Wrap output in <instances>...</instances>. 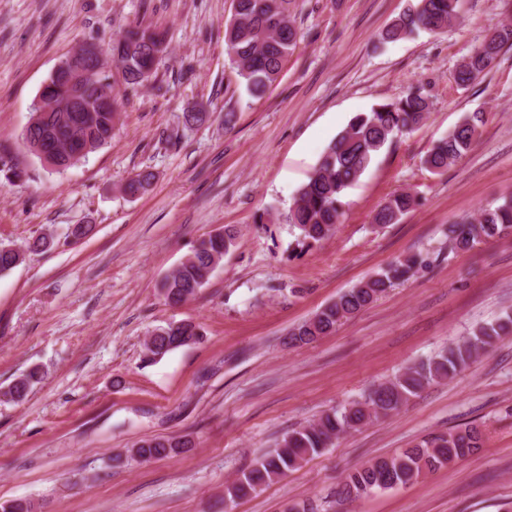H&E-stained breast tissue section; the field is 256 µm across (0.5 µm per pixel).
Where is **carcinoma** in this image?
<instances>
[{"label":"carcinoma","instance_id":"cac0c4a2","mask_svg":"<svg viewBox=\"0 0 512 512\" xmlns=\"http://www.w3.org/2000/svg\"><path fill=\"white\" fill-rule=\"evenodd\" d=\"M296 0H233L232 18L224 26L225 52L243 79L251 97L261 98L280 80L283 64L296 47L294 7ZM460 17L459 0H416L394 19L384 39L397 41L418 31L444 33ZM165 33L134 25L112 40V68L132 88L156 75L157 57L165 50ZM512 47V23L500 24L480 46L457 65L454 79L465 89L494 63L500 53ZM111 76L95 75L87 86L89 112H39L32 109L24 138L35 156L47 153L52 172L61 173L85 160L112 140L117 99L112 106L103 102L112 90ZM430 110L429 98L421 89L402 98L383 103L368 113L355 116L329 144L307 183L299 190L285 214V223L298 231L303 245L318 243L339 223L348 188L364 173L374 156L393 138L419 126ZM485 124V113L473 112L427 152L423 164L439 173L465 156ZM154 174L142 170L131 176L123 193L136 198L145 193ZM418 204L417 193L403 190L394 194L373 215L377 225L397 224ZM512 235V196L481 208L476 217L448 225V240L453 249L468 252L493 239ZM234 235L215 233L200 240L183 261L160 283V291L171 305L194 297L208 282L233 245ZM23 253L0 248V274L20 264ZM428 264V255L408 254L381 268L374 275L341 292L336 301L299 323L289 335L290 344H309L334 333L345 320L356 315L389 289L410 280ZM512 335V313L496 322L481 325L471 336L448 351L407 367L394 379L371 389L361 399L340 410L322 415L313 424L288 433L270 453L240 471L224 487V501L233 503L263 489L272 481L301 466L308 458L322 454L340 435L365 427L407 405L433 384L453 380L488 347ZM146 345L148 360L195 343L201 336L193 321H174L151 332ZM43 378L35 366L15 379L3 395L14 402L25 400L33 386ZM483 432L476 425H465L446 433L430 435L411 448L377 458L352 469L338 495L356 500L376 491L406 486L421 476L462 461L482 447ZM185 436H161L141 440L131 456L146 462L178 453L188 447Z\"/></svg>","mask_w":512,"mask_h":512}]
</instances>
